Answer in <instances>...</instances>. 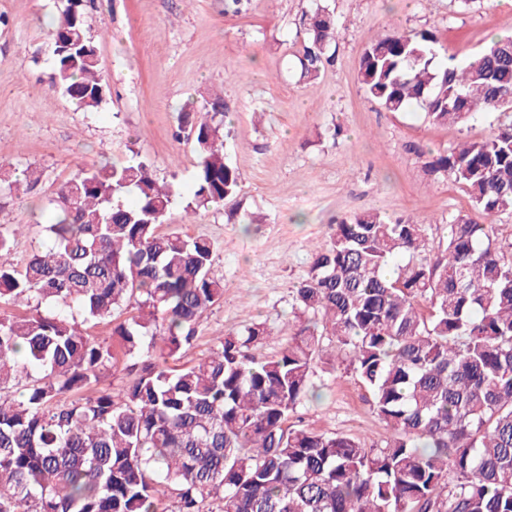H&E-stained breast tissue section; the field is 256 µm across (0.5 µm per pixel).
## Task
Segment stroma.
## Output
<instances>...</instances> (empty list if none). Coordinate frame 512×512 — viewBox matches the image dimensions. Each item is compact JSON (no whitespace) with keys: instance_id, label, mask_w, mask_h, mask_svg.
<instances>
[{"instance_id":"35a3bbf8","label":"stroma","mask_w":512,"mask_h":512,"mask_svg":"<svg viewBox=\"0 0 512 512\" xmlns=\"http://www.w3.org/2000/svg\"><path fill=\"white\" fill-rule=\"evenodd\" d=\"M336 19L329 64L310 84L290 71L317 6ZM67 0H0V170H42L36 194L0 195V232L13 234L11 259L23 263L47 245L42 213L60 184L80 168L140 155L175 204L164 229L214 246L211 275L224 295L202 315L189 364L220 337L249 322L267 334L256 356L279 355L299 320L294 290L308 274L314 246L341 219L375 211L423 225L430 254L445 244L456 217L479 219L460 185L430 164L458 144L479 140L504 122L482 113L438 125L422 112H388L359 83L360 57L388 27L428 30L442 53L466 58L512 34V0H95L86 27L98 49L107 96L95 110L77 108L50 79L54 21ZM228 108L224 154L241 177L224 204L185 217L198 153L178 136L186 105L203 111L214 95ZM106 320L90 335L117 355L100 381L119 389L131 379ZM317 395L293 415L301 426L383 446L390 429L367 391L334 360H321Z\"/></svg>"}]
</instances>
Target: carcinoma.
Returning <instances> with one entry per match:
<instances>
[{"mask_svg":"<svg viewBox=\"0 0 512 512\" xmlns=\"http://www.w3.org/2000/svg\"><path fill=\"white\" fill-rule=\"evenodd\" d=\"M93 0H67L52 33V81L79 108L106 86L85 25ZM334 18L319 8L297 56L313 82L329 60ZM364 92L389 112L435 123L512 112V37L459 61L429 32L375 36L359 62ZM199 155L184 212L234 197L224 120L181 112ZM433 167L485 216L512 212V121L466 141ZM28 166L0 192L41 183ZM49 245L22 267L0 233V512H512V243L466 216L436 257L421 225L364 211L315 248L295 289L301 325L281 354L253 353L257 322L190 366H171L224 294L213 246L159 230L173 192L148 162L80 170L57 192ZM406 261L387 274L392 260ZM59 308L45 315L40 305ZM135 306L113 335L135 377L69 402L113 359L82 329ZM392 433L382 448L289 423L311 385L323 339Z\"/></svg>","mask_w":512,"mask_h":512,"instance_id":"obj_1","label":"carcinoma"}]
</instances>
